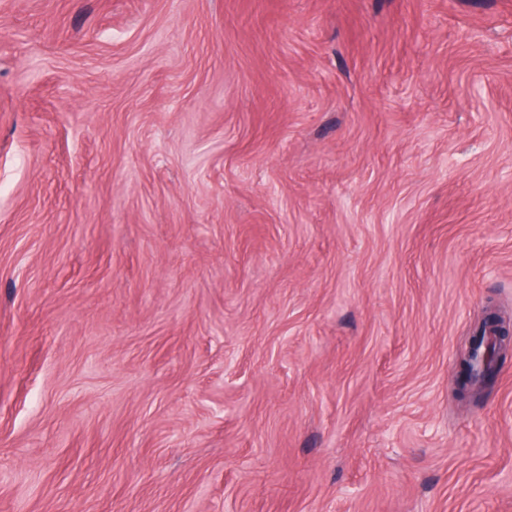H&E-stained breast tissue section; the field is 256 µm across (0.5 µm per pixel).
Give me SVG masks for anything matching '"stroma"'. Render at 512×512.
Masks as SVG:
<instances>
[{
    "label": "stroma",
    "instance_id": "obj_1",
    "mask_svg": "<svg viewBox=\"0 0 512 512\" xmlns=\"http://www.w3.org/2000/svg\"><path fill=\"white\" fill-rule=\"evenodd\" d=\"M512 0H0V512H512Z\"/></svg>",
    "mask_w": 512,
    "mask_h": 512
}]
</instances>
